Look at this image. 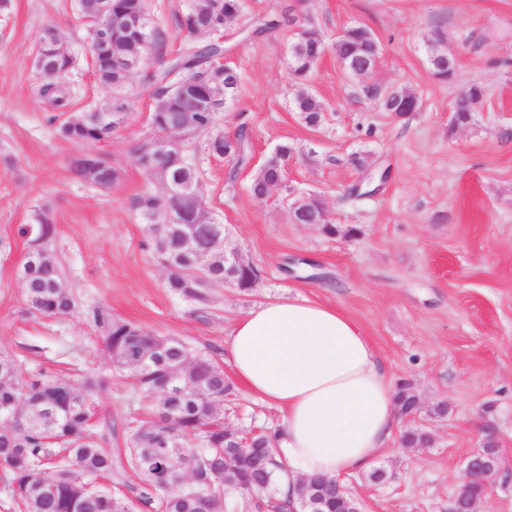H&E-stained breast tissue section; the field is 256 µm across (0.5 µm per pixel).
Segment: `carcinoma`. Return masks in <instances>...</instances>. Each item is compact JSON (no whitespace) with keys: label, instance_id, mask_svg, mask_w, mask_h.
I'll return each mask as SVG.
<instances>
[{"label":"carcinoma","instance_id":"carcinoma-1","mask_svg":"<svg viewBox=\"0 0 512 512\" xmlns=\"http://www.w3.org/2000/svg\"><path fill=\"white\" fill-rule=\"evenodd\" d=\"M243 9L244 0H192L179 21L189 40L173 57L158 53V68L149 76L154 99L152 133L135 148L142 173L150 183L159 185L156 191L138 195L133 207L146 226L157 261L169 271L166 288L173 295L203 305L209 301L207 289L227 281L229 286L246 292L254 287L260 272L250 262L236 271L225 268L224 241H211L203 232L191 245L175 246L173 236L179 224L168 222L164 184H200L201 172L191 155L188 137L209 133L223 104L181 121L184 90L180 81L192 74L203 85L221 87L224 96L236 93L237 73L226 67L228 75L218 78L212 74V63L224 53V42L218 35ZM128 14L143 19L145 28H123ZM104 22L112 25V48L109 55L93 61L94 73L101 86L118 94L129 80L122 59L129 55L131 44L139 36L147 40L151 37L148 0H112V13ZM202 28L212 37L199 38L197 32ZM372 42L373 35L363 26L345 29L336 41V55L351 76H360L359 56ZM325 47L319 29L309 25L307 38H298L292 44V73L296 79L308 76ZM64 77L59 72L40 83L41 97L55 109L65 107L68 99ZM464 94L471 102V107L459 109L465 124L483 93L473 85ZM126 108L125 100L118 97L107 109L86 112L64 123L60 133L78 144L106 141L124 123ZM294 108L310 126L324 119L323 101L308 92L296 96ZM175 127L182 151L161 158L156 140ZM246 142L241 128L234 142L218 134L208 140L207 147L215 156L230 153L241 159ZM292 153L288 144L277 146L256 171L251 184L253 194H262L282 182L284 163ZM73 169L76 175L104 189L119 179L116 168L100 157L81 156ZM19 233L29 241L20 266L28 312L43 317L71 312L73 295L46 251L54 234L53 224L39 213L34 223L21 225ZM91 321L102 336L112 368L125 374L149 401L147 417L127 423L128 437L122 450L126 465L142 484V512H223L221 489L225 487L241 492L262 490L270 498L281 500L278 482L286 465L279 456L276 438L253 436L254 447L265 449L259 464L244 453L230 452L246 432L224 438V414L215 411L213 400L226 401L232 387L224 377V368L211 355L179 338L158 336L138 324L117 319L106 308L94 309ZM106 388L104 378L89 380L79 389L48 371L25 374L16 357L0 352V469L17 508L23 512H117L112 445L105 435L96 437L91 433L99 395ZM396 400L408 413L416 409V396L407 384L400 386ZM43 480L55 486L53 493L40 489ZM352 510L350 497H328L322 508V512Z\"/></svg>","mask_w":512,"mask_h":512}]
</instances>
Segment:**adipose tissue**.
I'll return each instance as SVG.
<instances>
[{
	"mask_svg": "<svg viewBox=\"0 0 512 512\" xmlns=\"http://www.w3.org/2000/svg\"><path fill=\"white\" fill-rule=\"evenodd\" d=\"M224 360L283 416L285 488L364 470L387 448L396 426L392 382L340 311L292 297L258 305L232 327Z\"/></svg>",
	"mask_w": 512,
	"mask_h": 512,
	"instance_id": "adipose-tissue-1",
	"label": "adipose tissue"
}]
</instances>
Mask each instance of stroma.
<instances>
[{"mask_svg": "<svg viewBox=\"0 0 512 512\" xmlns=\"http://www.w3.org/2000/svg\"><path fill=\"white\" fill-rule=\"evenodd\" d=\"M191 0H149L157 48L147 49L123 94L130 108L111 140L84 147L60 127L104 107L112 93L93 76L84 22L74 0H12L0 13V351L25 370L45 369L81 383L105 375L99 418L112 419L113 448L141 404L113 373L88 319L97 307L160 336L224 358L233 324L257 304L300 296L346 314L367 336L393 384H409L419 409L398 416L396 435L368 472L341 476L363 512H450L464 460L485 445L499 468L481 512H512V0H245L224 30V61L240 74L236 98L217 115L215 133L245 130L244 161L209 154L208 138L192 137L201 167L200 191L228 227L226 245L257 266L247 292L210 289L209 302L172 295L167 272L132 208L150 184L133 149L149 135L152 88L145 76L158 54L173 56L178 20ZM292 7L300 24L314 22L327 49L304 83L290 74L295 28L261 30L270 12ZM54 25L77 59L67 78L68 104L49 108L34 67L42 28ZM376 36L380 56L367 76L352 78L334 44L347 27ZM455 57L454 75L434 76L429 43ZM397 85L414 92L418 111H383L363 89ZM479 86L482 100L467 125L452 124L459 94ZM319 96L323 122L305 124L293 101L300 88ZM283 143L295 151L284 178L255 199V170ZM107 158L119 179L104 191L77 178L73 159ZM361 153L389 177L372 194L348 190L362 175L348 159ZM317 193L336 226L290 220L288 196ZM45 212L55 226L48 250L75 302L67 314H28L19 266L28 250L18 227ZM234 426L281 434L282 419L236 383ZM446 405L438 413V405ZM409 428L429 433L423 448L406 449Z\"/></svg>", "mask_w": 512, "mask_h": 512, "instance_id": "stroma-1", "label": "stroma"}]
</instances>
